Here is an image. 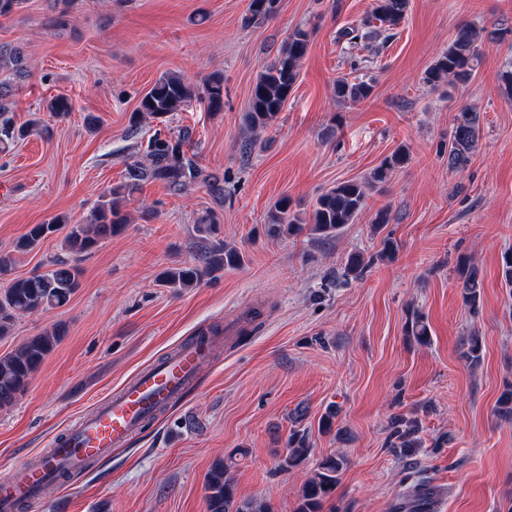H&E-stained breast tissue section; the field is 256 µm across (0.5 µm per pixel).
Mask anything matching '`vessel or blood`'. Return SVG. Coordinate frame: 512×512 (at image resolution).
Segmentation results:
<instances>
[{"instance_id": "1", "label": "vessel or blood", "mask_w": 512, "mask_h": 512, "mask_svg": "<svg viewBox=\"0 0 512 512\" xmlns=\"http://www.w3.org/2000/svg\"><path fill=\"white\" fill-rule=\"evenodd\" d=\"M209 352V340L193 341L115 388L50 447L0 477V512H18L58 474L82 470L127 446L146 420L183 397L207 364Z\"/></svg>"}]
</instances>
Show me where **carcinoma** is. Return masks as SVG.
I'll use <instances>...</instances> for the list:
<instances>
[{"label":"carcinoma","instance_id":"carcinoma-1","mask_svg":"<svg viewBox=\"0 0 512 512\" xmlns=\"http://www.w3.org/2000/svg\"><path fill=\"white\" fill-rule=\"evenodd\" d=\"M277 0H250L249 11L254 21L271 18L276 12ZM74 0H50L54 12L53 23L66 25ZM409 0H375L371 16L362 23L369 26L378 21L388 27L397 25L406 15ZM479 34L468 26L458 30L455 39L425 71L423 80L431 86L443 82L453 84L471 78L480 61ZM308 34L302 30L289 36L278 59L265 66L253 85L249 111L244 122L249 126L253 140L275 125L278 115L288 100L299 77V66L308 50ZM30 77L29 54L18 46H0V115L10 111L14 104L16 82ZM372 91L369 80L351 81L346 77L336 79L334 95L338 99L359 101ZM203 101L209 112L219 114L224 108V75L213 72L197 85L176 72L161 75L142 96L130 117L131 127L137 129L147 121L158 128L143 146V155L132 156L126 162L124 181L102 195L85 220L71 224L62 216L43 224L33 225L15 244V251L27 253L45 240L65 231L62 239L71 260L61 261L46 273H33L9 281L0 291V338L11 331L20 317L35 312H46L65 306L80 286L78 261L103 240L125 232L129 219L125 212L127 203L145 183H160L169 193L181 195L195 185H201L215 196L224 195V174L211 171L199 161L194 152V129L182 126L176 130L167 125V118L189 108L193 102ZM46 110L57 119H64L73 110V102L65 95H57L46 103ZM34 124L15 125L11 120L0 121V153H8L19 141L26 138ZM479 135V113L468 108L455 116L448 141V165L461 168L466 165L475 149ZM408 160L405 149L399 148L371 173L372 182H383L388 174L403 166ZM366 185L359 181H344L327 189L313 205L309 220L291 211L290 202L283 198L268 211L263 233L269 238L297 236L304 230L319 239L336 237L342 229L353 223L366 206ZM196 230L203 238L218 232L219 218L212 210L205 211L196 220ZM244 262L243 253L234 246L209 242L202 246L194 264L168 267L158 275L166 288L182 293L188 288H198L216 277V273L237 268ZM370 262L360 252L348 255L343 276L359 277ZM458 281L465 304L473 311L481 303L482 280L479 270L469 257L458 258ZM405 335L419 344L429 341L430 328L425 318L416 314L405 325ZM63 329L55 326L28 338L15 351L0 357V409L13 406L25 392L32 376L45 357L60 343ZM463 357L476 367L482 358V339L476 330L463 337ZM494 414L501 420L512 421V391L505 390L497 401ZM389 427L394 438L393 447L416 448L419 445L417 421L401 415L390 417ZM309 445L305 435L294 431L288 437L285 457L280 461L284 470L304 463ZM236 465L233 457L215 462L205 480L207 512H272L265 500L236 497L231 469ZM347 460L342 455L323 458L313 473L305 480L296 512H322L326 501L333 497L340 472Z\"/></svg>","mask_w":512,"mask_h":512}]
</instances>
